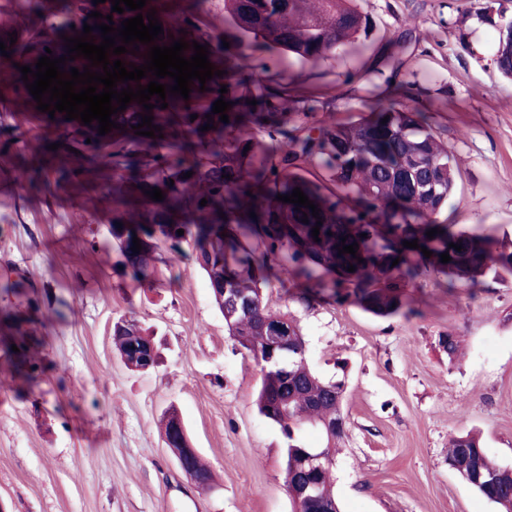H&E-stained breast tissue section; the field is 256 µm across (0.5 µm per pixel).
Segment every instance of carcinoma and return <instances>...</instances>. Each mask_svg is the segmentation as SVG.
Segmentation results:
<instances>
[{"label": "carcinoma", "instance_id": "cac0c4a2", "mask_svg": "<svg viewBox=\"0 0 512 512\" xmlns=\"http://www.w3.org/2000/svg\"><path fill=\"white\" fill-rule=\"evenodd\" d=\"M90 9L113 14L114 27L121 26L122 15L112 12L109 0L98 5L93 0H69L68 10L76 19ZM366 27L367 19L353 0H224V37L230 47L217 51L224 54L228 75L238 68L244 44L316 63L354 46ZM495 62L512 78V24L500 30ZM221 85L215 76L202 92L195 79L190 98L168 95L165 109L157 96L149 100L155 105L152 124L199 139L205 136L201 127L210 124L224 136L221 150L202 149L188 157L166 143L135 158L127 132L141 122L142 105L131 102L112 116L121 128L112 129L103 157L118 171L134 165L145 172L144 179L125 187L141 203L112 215V244L123 266L150 288L157 283L158 265L192 258L208 279L229 335L260 367L256 405L279 426L287 442L288 474L316 486L312 497L289 496L291 512H339L330 481L333 466L313 472L294 469L292 463L304 452H314L300 445L299 434L308 426L319 430L325 440L322 451L332 456V448L345 434L342 384L317 376L306 361L298 324L268 311L264 290L270 278L302 288L298 299L308 304L343 298L377 316L409 315L414 310L407 289L431 274L474 284L489 277L512 278V240L454 230L437 221L454 196L456 178L448 143L433 129L428 113L381 103L356 118L324 122L310 112L288 111L281 93L266 90L259 97L261 111L230 108L225 123L218 114L199 111L200 106L247 93L244 84L233 81L222 95ZM253 126L262 138L254 136ZM189 171L192 176L183 178ZM154 187L162 190L164 200L153 201L143 193ZM296 187L317 205L319 218L309 208L277 199ZM252 212L256 217H250ZM318 220L322 226L316 242L312 229ZM433 228L440 232L430 239L426 232ZM179 229L184 234H178ZM363 233L367 237H361ZM135 237L142 246L137 253L131 250ZM415 239L419 248L403 246ZM355 242L356 255L338 254L342 245ZM452 243L462 250L450 247ZM184 244L190 252L182 249ZM423 247L432 252L430 257L424 256ZM445 252L451 257L447 263L440 257ZM351 265L353 272L347 271ZM231 295L249 300L251 307L223 304L222 298ZM9 328L4 353L15 373L31 382L38 371L33 350L39 338L27 319H14ZM277 329L288 334L291 347L275 346L271 335ZM112 343L132 370H146L155 362L154 344L134 319L114 324ZM271 357L286 364L288 374L267 363ZM448 467L502 512H512V469L488 456L478 437H451ZM186 472L201 486L213 481L210 468L196 453L187 461Z\"/></svg>", "mask_w": 512, "mask_h": 512}]
</instances>
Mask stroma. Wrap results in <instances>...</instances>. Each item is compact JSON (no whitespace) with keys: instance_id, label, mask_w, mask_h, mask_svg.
I'll return each mask as SVG.
<instances>
[{"instance_id":"stroma-1","label":"stroma","mask_w":512,"mask_h":512,"mask_svg":"<svg viewBox=\"0 0 512 512\" xmlns=\"http://www.w3.org/2000/svg\"><path fill=\"white\" fill-rule=\"evenodd\" d=\"M356 3L369 26L349 54L312 65L245 47L240 73L320 101L318 120L381 100L428 112L457 176L439 222L512 235V80L495 63L512 0ZM71 126L0 86V336L13 318L35 319L43 369L19 382L0 352V512H291L286 442L255 405L258 366L191 261L163 268L159 288L125 272L105 244L116 175L61 143ZM19 271L27 288H8ZM296 293L275 281L265 298L298 322L309 366L344 384L342 512H498L449 470L448 439L477 433L512 467V282L449 289L430 276L408 289V318ZM122 317L151 330L154 369L129 370L115 353ZM450 332L458 363L439 343ZM172 412L210 487L178 469L162 430Z\"/></svg>"}]
</instances>
